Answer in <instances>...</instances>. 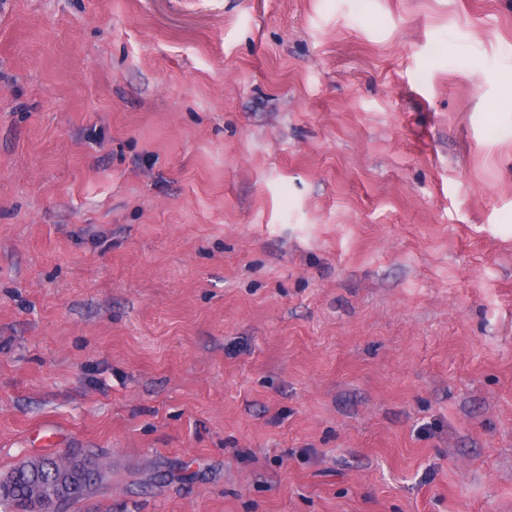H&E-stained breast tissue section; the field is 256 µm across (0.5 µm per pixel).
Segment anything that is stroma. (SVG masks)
<instances>
[{
	"label": "stroma",
	"instance_id": "obj_1",
	"mask_svg": "<svg viewBox=\"0 0 512 512\" xmlns=\"http://www.w3.org/2000/svg\"><path fill=\"white\" fill-rule=\"evenodd\" d=\"M44 456L65 512H512V0H0ZM52 463L59 469L61 475L58 480L50 482L47 486L37 484L33 487L28 511L57 512L61 503L68 501L64 504L66 505L81 493L82 481H75L73 470L81 473L84 481L96 472L92 466L71 458H56Z\"/></svg>",
	"mask_w": 512,
	"mask_h": 512
}]
</instances>
